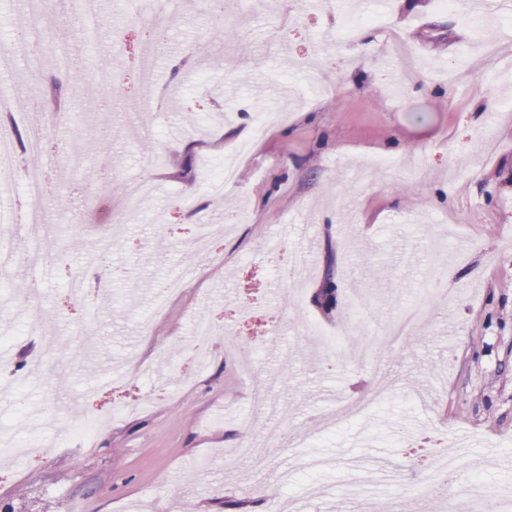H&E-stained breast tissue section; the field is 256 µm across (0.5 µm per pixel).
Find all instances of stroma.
Here are the masks:
<instances>
[{"instance_id": "35a3bbf8", "label": "stroma", "mask_w": 512, "mask_h": 512, "mask_svg": "<svg viewBox=\"0 0 512 512\" xmlns=\"http://www.w3.org/2000/svg\"><path fill=\"white\" fill-rule=\"evenodd\" d=\"M383 25L362 41L345 39L352 18L372 0H258L241 12L223 0L220 12L190 10L172 18L161 53H148L145 21L129 5L104 8L94 57L80 49L82 14L46 0V27L24 25L25 0H0V50L26 32L21 63L0 77L14 113L31 115L29 91L47 79L79 73L68 107L99 142L97 154L73 169L63 162L70 125L61 122L41 164L14 157L0 180V220L15 225L24 185L48 186L45 206L56 228V254L34 280L0 273V329L12 338L0 364V448H22L0 470V512H325L320 486H340L346 463L396 461L407 476L375 481L374 506L392 512H444V498L420 502L411 485L430 470L433 455L462 448L465 465L512 494V70L484 48L512 43V12L485 10L476 31L474 0L442 10L436 0H390ZM235 24L236 42L214 46L211 28ZM288 42L291 54L276 53ZM120 67L122 93L95 84L105 65ZM208 92H200L199 84ZM287 113V121L253 139L257 109ZM110 110L108 123L98 121ZM48 114V107H41ZM154 143L143 153L141 140ZM252 143L237 183L211 193L207 172L225 152ZM192 151L189 176L177 173ZM390 159L378 167L374 157ZM152 169L154 195L139 205L109 247L110 226L125 201L128 180ZM194 197L195 211L182 208ZM224 222L214 243L221 257L201 262L195 278L164 313L155 293L179 275L200 220ZM313 241V263L301 283L292 267L298 231ZM84 291L74 296L73 280ZM336 284L325 304L326 280ZM446 298L427 303L416 340L397 354L353 358L355 330L375 333L396 321L430 286ZM363 299L360 322L347 310ZM204 315L214 334L208 365L196 371L185 351L192 320ZM92 334H83V326ZM246 343L245 356L224 349V328ZM150 364H171L193 380L144 374L125 362L129 350ZM111 355L112 384H98L94 353ZM390 393L369 399L375 372ZM69 378L58 391L52 374ZM283 403L277 423L284 442L254 434L259 458L227 461L241 443L240 416L254 397ZM80 397L103 423L91 442L71 441L50 453L31 448L70 419L62 396ZM366 416L316 442L311 456L329 468L278 481L289 437L314 430L343 403Z\"/></svg>"}]
</instances>
